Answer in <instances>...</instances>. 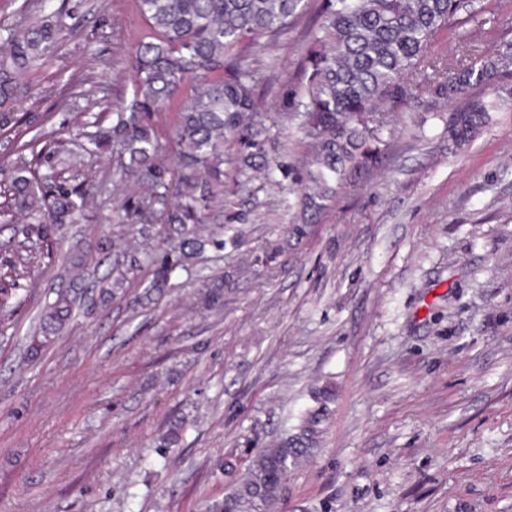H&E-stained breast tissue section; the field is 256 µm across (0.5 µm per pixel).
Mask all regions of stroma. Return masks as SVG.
<instances>
[{
  "instance_id": "35a3bbf8",
  "label": "stroma",
  "mask_w": 512,
  "mask_h": 512,
  "mask_svg": "<svg viewBox=\"0 0 512 512\" xmlns=\"http://www.w3.org/2000/svg\"><path fill=\"white\" fill-rule=\"evenodd\" d=\"M325 12L309 0L243 52L256 138L225 143L201 228L224 244L172 287L105 299L113 263L145 257L162 228L114 223L128 185L73 144L95 217L60 228L0 322V512H214L283 442L304 454L269 512H512V71L477 90L489 120L464 146L448 139L454 104L388 113L385 155L311 218L300 112ZM50 14L69 34L25 76L15 108L30 125L0 135V166L18 139L111 125L130 96L135 0H0V25ZM471 35L485 54L512 40V0H467L431 51L454 57ZM72 285L74 318L30 357L43 304Z\"/></svg>"
}]
</instances>
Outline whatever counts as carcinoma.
Here are the masks:
<instances>
[{"mask_svg":"<svg viewBox=\"0 0 512 512\" xmlns=\"http://www.w3.org/2000/svg\"><path fill=\"white\" fill-rule=\"evenodd\" d=\"M307 0H137L145 31L129 52L132 91L118 122L84 134L97 150L109 149L120 176L132 180V193L120 206L122 220L164 225L166 244L149 254L150 288H169L208 241L198 236L204 213L224 193V139H252L244 114L256 109L254 71L233 68L228 57L261 35L275 36L303 12ZM460 0H329L304 104L306 137L313 160L300 198L316 216L355 172L369 169L382 141L369 123H384L408 98L453 101L475 87L491 85L512 62L506 52L482 57L464 42L453 60L430 52L437 33L456 22ZM59 21L19 22L0 28V132L20 125L12 109L22 79L46 47L62 38ZM172 108L175 120L168 149L170 170L152 114ZM478 98L454 112L448 137L469 142L487 120ZM55 164L40 174L24 157L8 170L0 217L22 214L17 260L0 270V322L9 291L24 287L30 266L56 250V229L76 224L96 208L91 185L59 177L75 166L63 139L50 143ZM141 271V262L112 269V287L122 288ZM75 301L65 289L43 308L42 320L61 327ZM302 448H267L224 496L219 512H260L279 498L275 490L303 455Z\"/></svg>","mask_w":512,"mask_h":512,"instance_id":"cac0c4a2","label":"carcinoma"}]
</instances>
